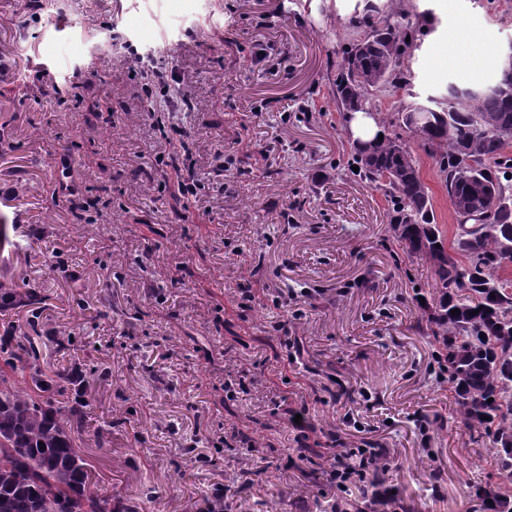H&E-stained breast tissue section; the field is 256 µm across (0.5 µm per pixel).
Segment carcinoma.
<instances>
[{"label": "carcinoma", "instance_id": "1", "mask_svg": "<svg viewBox=\"0 0 512 512\" xmlns=\"http://www.w3.org/2000/svg\"><path fill=\"white\" fill-rule=\"evenodd\" d=\"M400 0L382 12L365 0L359 24L363 46L349 42L336 76V100L344 107L364 92L400 87L413 30L399 22ZM430 122L419 132L406 128L435 158L453 211L470 215L446 246L435 224L429 191L417 161L400 134L374 145L372 160L358 153L359 175L392 203L394 237L409 253L435 267V306L419 327L439 346L459 419L484 431L492 446L499 481L477 489L489 512H512V289L502 279L504 250L512 245V85L454 88L434 102ZM41 297L0 281V311L21 308L41 336ZM459 309V314L451 313ZM477 314H472V311ZM16 328L0 335V512H143L140 501L89 490L92 472L76 448L86 414L84 384L70 404H56L57 380L40 364L37 341L14 350Z\"/></svg>", "mask_w": 512, "mask_h": 512}]
</instances>
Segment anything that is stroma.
I'll use <instances>...</instances> for the list:
<instances>
[{
  "label": "stroma",
  "instance_id": "1",
  "mask_svg": "<svg viewBox=\"0 0 512 512\" xmlns=\"http://www.w3.org/2000/svg\"><path fill=\"white\" fill-rule=\"evenodd\" d=\"M356 3L0 0V222L20 235L0 278L39 292L48 328L74 340L45 342L43 365L58 401L69 374L86 380L92 490L144 512H201L220 489L224 512H319L337 496L322 476L336 450L383 448L413 512H476L490 443L455 422L417 327L435 268L399 247L390 203L354 173L333 97ZM402 9L409 84L375 93V111L494 82L437 60L462 20L507 47L512 0ZM409 146L454 241L435 160ZM170 148L203 181L196 201L162 186ZM286 334L302 342L294 364Z\"/></svg>",
  "mask_w": 512,
  "mask_h": 512
}]
</instances>
